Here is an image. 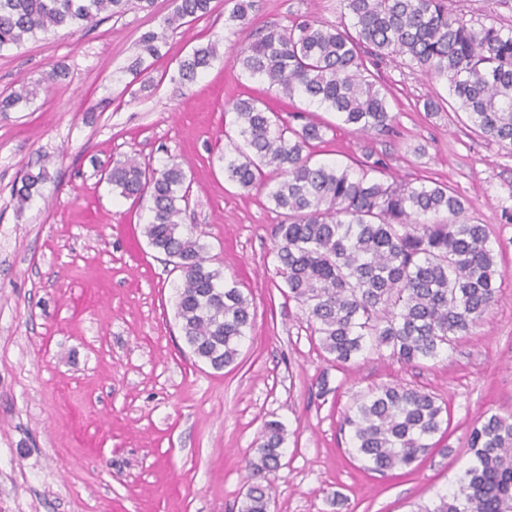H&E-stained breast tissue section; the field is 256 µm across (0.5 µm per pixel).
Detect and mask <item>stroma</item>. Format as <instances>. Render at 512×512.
Masks as SVG:
<instances>
[{
    "label": "stroma",
    "mask_w": 512,
    "mask_h": 512,
    "mask_svg": "<svg viewBox=\"0 0 512 512\" xmlns=\"http://www.w3.org/2000/svg\"><path fill=\"white\" fill-rule=\"evenodd\" d=\"M235 2L216 0L173 32L138 75L129 70L138 40L170 0L0 52V92L39 88L27 107L0 113V499L13 512H238L245 463L269 420L285 428L271 512H417L470 465L474 423L512 412V151L450 106L425 111L426 98L447 97L446 82L404 58L371 69L389 89L392 132L361 136L314 110L328 127L315 161L370 155L384 160L385 181L448 185L490 225L504 274L497 305L437 359L405 365L370 347L336 366L277 286L282 215L265 191L225 179L221 157L234 133L227 102L252 95L284 116L302 105L242 74L238 46L306 18L336 23L342 0H252L231 26ZM448 6L470 24L512 28V0ZM215 38L220 58L181 83L179 60ZM59 64L66 78L48 83ZM129 157L182 164L186 224L252 303L253 326L223 370L198 360L181 332V274L143 233L150 198L120 197L103 178ZM42 166L52 182L17 208L16 178ZM391 383L436 394L450 424L414 470L383 476L364 469L339 424L357 395Z\"/></svg>",
    "instance_id": "35a3bbf8"
}]
</instances>
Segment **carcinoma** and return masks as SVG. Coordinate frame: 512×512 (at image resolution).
Returning <instances> with one entry per match:
<instances>
[{"label": "carcinoma", "instance_id": "carcinoma-1", "mask_svg": "<svg viewBox=\"0 0 512 512\" xmlns=\"http://www.w3.org/2000/svg\"><path fill=\"white\" fill-rule=\"evenodd\" d=\"M154 0H0V52L58 29L84 28L100 16L119 17ZM171 14L141 35L142 54L159 57L174 24L201 18L212 0H171ZM335 25L304 19L289 29L267 28L240 48L236 62L293 101L334 112L364 135L388 133L395 117L389 90L368 73L366 60L402 57L443 78L448 98L470 124L512 150V29L475 28L451 12L448 0H343ZM218 58L217 43L192 50L178 78L192 83ZM39 89L22 84L0 94V112L27 104ZM238 141L224 154V176L243 189L265 188L284 221L275 225L272 258L280 289L302 309L321 348L343 366L367 346L387 349L404 364L435 359L468 334L499 300L502 274L491 230L466 217L465 202L441 183H386L373 176L382 159L358 168L313 161L311 148L326 127L302 111L287 126L265 102L228 104ZM45 167L20 174L18 207L43 196ZM187 175L178 163L150 169L116 160L105 181L124 198L152 200L145 234L181 273L176 317L193 354L215 370L232 364L251 328L250 302L223 272L207 265L205 243L184 224ZM448 408L429 392L401 384L360 394L343 416L353 451L368 470H411L433 448ZM283 425H263L246 462L248 487L239 512H270V475L280 466ZM475 462L456 487L422 512H512V414L483 416L468 436Z\"/></svg>", "mask_w": 512, "mask_h": 512}]
</instances>
